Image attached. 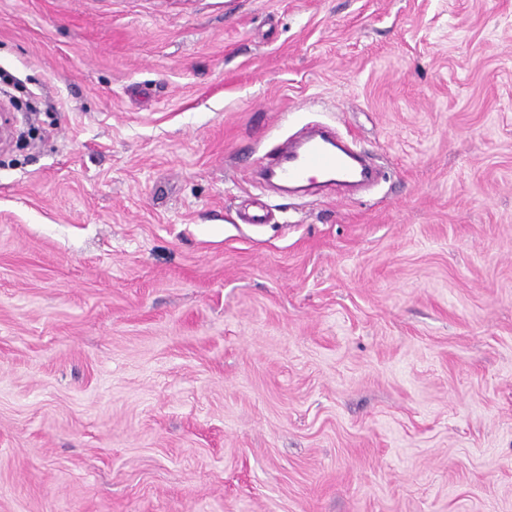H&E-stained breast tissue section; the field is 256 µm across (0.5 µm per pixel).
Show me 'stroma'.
<instances>
[{
  "label": "stroma",
  "instance_id": "stroma-1",
  "mask_svg": "<svg viewBox=\"0 0 512 512\" xmlns=\"http://www.w3.org/2000/svg\"><path fill=\"white\" fill-rule=\"evenodd\" d=\"M1 71L0 512H512V0H0ZM317 122L380 182L256 189Z\"/></svg>",
  "mask_w": 512,
  "mask_h": 512
}]
</instances>
